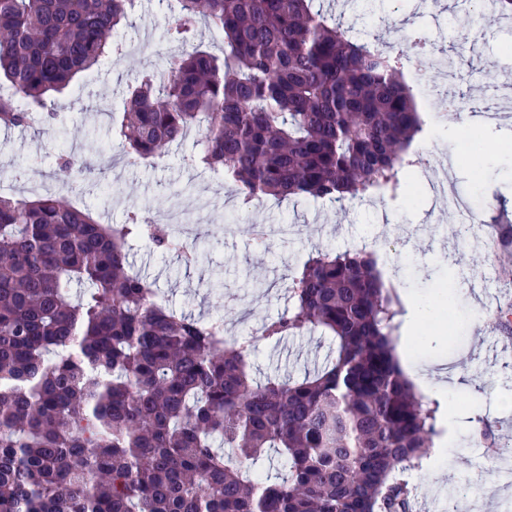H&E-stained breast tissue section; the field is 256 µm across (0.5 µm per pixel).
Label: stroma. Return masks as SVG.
<instances>
[{
  "label": "stroma",
  "instance_id": "obj_1",
  "mask_svg": "<svg viewBox=\"0 0 512 512\" xmlns=\"http://www.w3.org/2000/svg\"><path fill=\"white\" fill-rule=\"evenodd\" d=\"M137 12L142 23L124 34L129 52L117 64L76 77L56 96L53 126L0 128V193L28 199L61 193L87 205L96 219L108 224L125 223L133 211L148 219L159 217L179 196L211 198L220 216L199 227L197 264L185 266L177 255L160 253L141 238L131 241L129 261L154 282L170 307L203 319L223 317L224 333L233 338L287 313L288 283L317 249L374 248L380 266L398 271L400 296L422 304L453 291L455 308L437 302V309L414 333V342L428 344L416 357L435 366L460 367L473 381V391L438 397L440 433H447L448 409L454 406L464 414L479 412L495 431L496 441L478 442L474 430L459 426L454 445L441 461L447 471L444 487L478 489L479 512H506V505H512V485L503 486L495 505L484 487L487 475L499 469L498 449L512 448V410L499 407L503 398L512 397V351L501 348L505 317L495 303L499 292L488 279L490 270L504 268L502 238L491 224L502 208L497 196L507 198L504 208L512 212V148L497 145L501 132L512 135V111L480 126L487 150L471 158L461 152L462 141L454 134L456 126L471 122L470 113L446 111L428 93L432 77L410 67L406 80L424 120L414 148L428 162L405 171L398 194L370 193L343 206L327 199L268 197L245 207L230 182H213L211 172L192 166L202 149L197 134L173 144L160 161L122 165L121 149L110 133L111 119L100 116V109H122L143 68L161 66L168 55L183 50L165 36L168 0H139ZM342 17L353 36L404 48L413 58L420 49L406 44L411 32L437 46L473 39L472 48L459 59L472 96L504 100L505 79L512 77V18L485 23L472 0H349ZM73 144L93 174L57 170L56 157ZM445 172L456 191L472 199L478 229L459 231L447 207L434 199L432 187ZM255 224H293L297 232L260 251L251 243ZM226 293L237 295L234 308L225 307ZM329 346V339L316 333L277 343L257 341L252 375L301 377L324 358Z\"/></svg>",
  "mask_w": 512,
  "mask_h": 512
}]
</instances>
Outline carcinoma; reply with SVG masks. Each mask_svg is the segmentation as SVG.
<instances>
[{
  "label": "carcinoma",
  "instance_id": "cac0c4a2",
  "mask_svg": "<svg viewBox=\"0 0 512 512\" xmlns=\"http://www.w3.org/2000/svg\"><path fill=\"white\" fill-rule=\"evenodd\" d=\"M175 2L169 40L193 43L205 20L224 56L197 45L144 69L113 127L128 163L196 131L199 163L246 204L397 193L423 130L402 55L351 39L314 0ZM136 5L0 0V127L53 123L46 96L112 58ZM460 53L428 49L418 67L461 80ZM144 235L197 260L136 212L103 224L63 196L0 194V512H413L437 403L393 358L401 301L377 254L308 257L262 338L319 330L336 348L300 381L258 383L253 345L150 302L128 259ZM271 448L287 474L265 484Z\"/></svg>",
  "mask_w": 512,
  "mask_h": 512
}]
</instances>
